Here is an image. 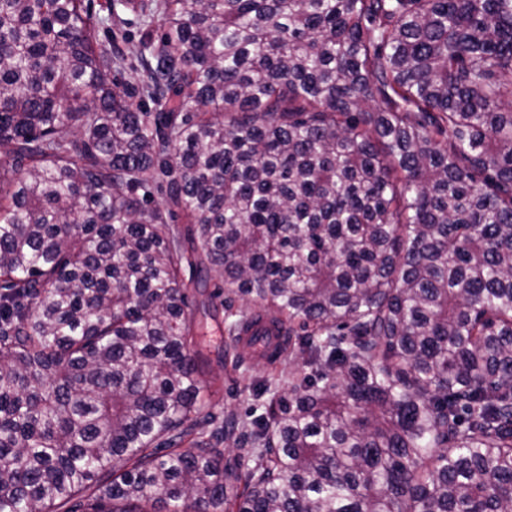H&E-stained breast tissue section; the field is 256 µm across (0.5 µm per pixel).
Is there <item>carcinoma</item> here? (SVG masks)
Wrapping results in <instances>:
<instances>
[{"label":"carcinoma","mask_w":512,"mask_h":512,"mask_svg":"<svg viewBox=\"0 0 512 512\" xmlns=\"http://www.w3.org/2000/svg\"><path fill=\"white\" fill-rule=\"evenodd\" d=\"M0 149V512H512V0H0ZM126 20L121 23H112L109 29H101L99 32V37L101 39H106L111 37L114 32L117 38L114 39L113 44L118 48L124 49L126 47L125 43L122 41L121 35L125 34L131 38L137 40L141 33L139 23L137 19L132 14H127L123 16ZM217 304V321L224 324V307L219 305V300H217ZM209 323L211 332L208 333L207 353L210 369L214 374L221 376L224 374V387H221L218 395L220 403L213 411L220 415L221 418L228 411H233L242 417H245L247 413L255 411L253 416L249 417V419H252L263 413L264 409L261 407V404L271 396L267 394L262 398H257L253 393V383L267 376L271 372L272 367L248 363V367L245 369L243 367L239 371H233L231 369L232 357L225 355V350L230 343L229 336L225 331V324L223 325V331L219 332L214 321L209 320ZM225 362L227 367L224 370Z\"/></svg>","instance_id":"cac0c4a2"}]
</instances>
